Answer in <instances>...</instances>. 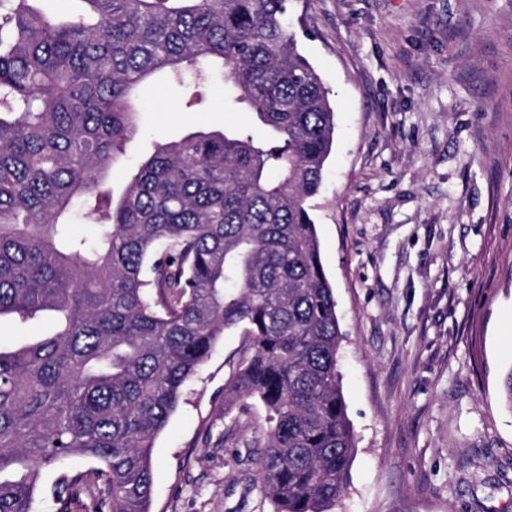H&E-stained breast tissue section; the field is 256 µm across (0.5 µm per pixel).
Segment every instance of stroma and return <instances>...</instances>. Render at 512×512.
<instances>
[{"label": "stroma", "mask_w": 512, "mask_h": 512, "mask_svg": "<svg viewBox=\"0 0 512 512\" xmlns=\"http://www.w3.org/2000/svg\"><path fill=\"white\" fill-rule=\"evenodd\" d=\"M288 25L336 113L313 201L344 340L356 448L329 512H512V0H290ZM140 90L106 182L197 124H249L222 77ZM245 345L226 332L153 449L152 512H272L253 457L266 410L224 403Z\"/></svg>", "instance_id": "obj_1"}]
</instances>
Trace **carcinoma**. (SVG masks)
<instances>
[{
    "label": "carcinoma",
    "instance_id": "carcinoma-1",
    "mask_svg": "<svg viewBox=\"0 0 512 512\" xmlns=\"http://www.w3.org/2000/svg\"><path fill=\"white\" fill-rule=\"evenodd\" d=\"M53 16L0 0V318L50 328L0 347V512H150L157 434L228 330L246 339L227 394L267 411L255 459L273 512H326L355 448L342 333L309 201L336 125L297 48L288 0H79ZM225 98L267 132L204 126L102 189L156 72ZM80 205L90 242L71 232Z\"/></svg>",
    "mask_w": 512,
    "mask_h": 512
}]
</instances>
